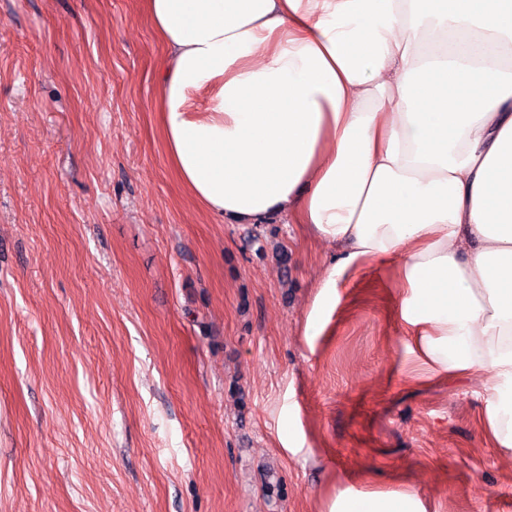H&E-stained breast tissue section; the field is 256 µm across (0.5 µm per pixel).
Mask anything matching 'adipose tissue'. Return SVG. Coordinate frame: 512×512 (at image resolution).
Segmentation results:
<instances>
[{
	"instance_id": "obj_1",
	"label": "adipose tissue",
	"mask_w": 512,
	"mask_h": 512,
	"mask_svg": "<svg viewBox=\"0 0 512 512\" xmlns=\"http://www.w3.org/2000/svg\"><path fill=\"white\" fill-rule=\"evenodd\" d=\"M167 159L227 224L288 217L397 259L427 363L489 370L512 450V0H146ZM204 92L206 111L192 109ZM331 512H425L340 492Z\"/></svg>"
}]
</instances>
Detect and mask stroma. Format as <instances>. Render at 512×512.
<instances>
[{
  "instance_id": "35a3bbf8",
  "label": "stroma",
  "mask_w": 512,
  "mask_h": 512,
  "mask_svg": "<svg viewBox=\"0 0 512 512\" xmlns=\"http://www.w3.org/2000/svg\"><path fill=\"white\" fill-rule=\"evenodd\" d=\"M163 57L144 0H0V512H512L491 372L418 362L394 262L205 214ZM331 512H425L421 500L407 493H361L342 491Z\"/></svg>"
}]
</instances>
